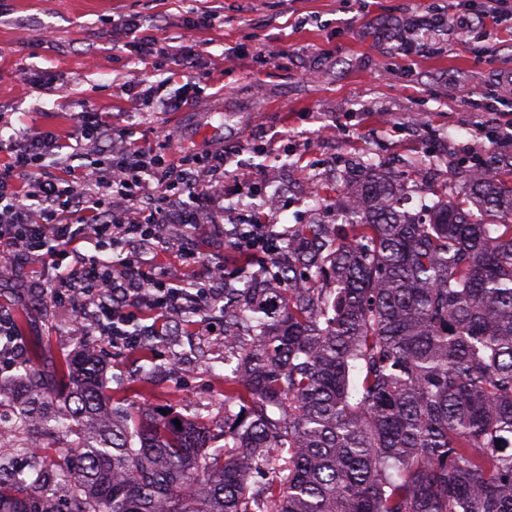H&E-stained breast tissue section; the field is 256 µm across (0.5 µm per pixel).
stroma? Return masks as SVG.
<instances>
[{
  "instance_id": "1",
  "label": "stroma",
  "mask_w": 512,
  "mask_h": 512,
  "mask_svg": "<svg viewBox=\"0 0 512 512\" xmlns=\"http://www.w3.org/2000/svg\"><path fill=\"white\" fill-rule=\"evenodd\" d=\"M483 0H0V121L31 135L71 134L84 110L110 113L115 140L160 147L178 132L195 157L223 150L224 221L265 214L276 232L342 224L352 172L374 165L404 183L409 211L462 197L469 167L512 174V146L492 140L512 115L482 103L496 75L512 74V22L483 34L422 32L413 19L480 12ZM208 15L193 28L189 18ZM137 17L129 32L125 22ZM154 43L140 58L135 46ZM188 46L182 73L169 51ZM172 98L164 112L152 104ZM204 261L224 262L226 287L256 275L217 225H197ZM173 253L146 256L178 284L203 277ZM46 260L0 261V310L23 317L19 356L58 360L78 342L71 305L44 296ZM141 324L162 332L143 349L100 337L112 395L144 409L224 425V305Z\"/></svg>"
}]
</instances>
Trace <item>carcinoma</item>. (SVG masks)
I'll list each match as a JSON object with an SVG mask.
<instances>
[{"instance_id":"obj_1","label":"carcinoma","mask_w":512,"mask_h":512,"mask_svg":"<svg viewBox=\"0 0 512 512\" xmlns=\"http://www.w3.org/2000/svg\"><path fill=\"white\" fill-rule=\"evenodd\" d=\"M346 202L224 308L223 433L112 401L89 345L0 379V512H512V186L474 167L421 215L370 171Z\"/></svg>"}]
</instances>
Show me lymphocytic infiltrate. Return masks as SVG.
<instances>
[{
  "label": "lymphocytic infiltrate",
  "instance_id": "obj_1",
  "mask_svg": "<svg viewBox=\"0 0 512 512\" xmlns=\"http://www.w3.org/2000/svg\"><path fill=\"white\" fill-rule=\"evenodd\" d=\"M111 138L112 126L101 114L80 112L73 142L94 149ZM165 139L159 154L132 144L105 150L104 172L89 169L76 185L48 171L49 162L60 160L72 141L51 132L33 137L22 129L0 137V153L8 157L0 167V244L22 256L46 251L73 258V265L54 274L50 299H67L79 307V327L85 335L108 336L113 344L127 348L145 343L146 330L134 325L139 313L176 308L200 312L224 295L223 263H213L187 288L143 267L144 252L158 248L175 250L186 265L200 263L198 252L189 245L190 235L202 220L224 215L223 152H208L199 170L187 159L176 158L173 134ZM150 178L157 180L162 195L152 200L148 220L141 221L136 213ZM202 186L207 189L205 204L182 203V196H195ZM66 212L77 213L78 221L63 222ZM89 239L98 250L118 252V259L80 257L76 245ZM231 240L235 251L248 258L261 256L271 263L280 253L266 223L233 225Z\"/></svg>",
  "mask_w": 512,
  "mask_h": 512
}]
</instances>
